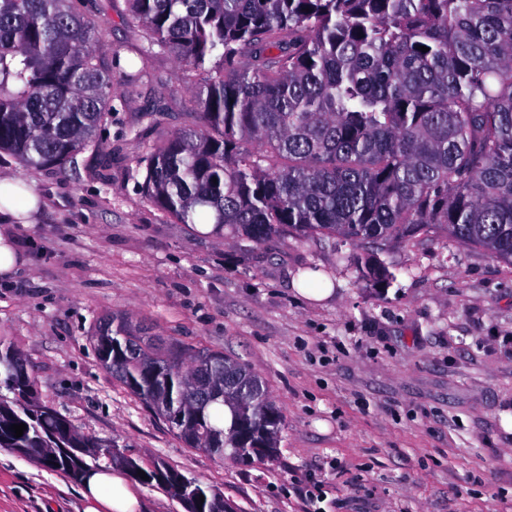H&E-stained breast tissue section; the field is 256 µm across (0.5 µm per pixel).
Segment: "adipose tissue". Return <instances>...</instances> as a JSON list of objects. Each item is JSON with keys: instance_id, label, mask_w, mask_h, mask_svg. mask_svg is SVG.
Returning a JSON list of instances; mask_svg holds the SVG:
<instances>
[{"instance_id": "obj_1", "label": "adipose tissue", "mask_w": 512, "mask_h": 512, "mask_svg": "<svg viewBox=\"0 0 512 512\" xmlns=\"http://www.w3.org/2000/svg\"><path fill=\"white\" fill-rule=\"evenodd\" d=\"M44 202L33 186L24 182L0 178V220L30 224ZM83 512H141L139 494L121 471L101 467L91 472L82 486Z\"/></svg>"}]
</instances>
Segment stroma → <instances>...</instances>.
<instances>
[{
  "label": "stroma",
  "instance_id": "stroma-1",
  "mask_svg": "<svg viewBox=\"0 0 512 512\" xmlns=\"http://www.w3.org/2000/svg\"><path fill=\"white\" fill-rule=\"evenodd\" d=\"M103 30L122 99L76 169L0 154L34 185V224L0 223L24 262L0 278V336L40 400L85 434L161 458L238 512H512V264L433 234L373 245L396 278L363 281L355 247L297 235L217 239L162 215L138 162L198 124L192 87L148 57L127 0H72ZM162 113L160 124L145 114ZM112 156V180L91 170ZM326 274L314 302L294 287ZM125 314L151 334L224 352L265 383L283 415L275 461L219 462L186 447L97 361V321ZM80 486L0 448V512H82Z\"/></svg>",
  "mask_w": 512,
  "mask_h": 512
}]
</instances>
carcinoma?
I'll use <instances>...</instances> for the list:
<instances>
[{
	"mask_svg": "<svg viewBox=\"0 0 512 512\" xmlns=\"http://www.w3.org/2000/svg\"><path fill=\"white\" fill-rule=\"evenodd\" d=\"M70 2L0 0V152L33 166L78 165L116 110L99 26ZM128 3L146 55L206 73L193 90L202 127L142 160L164 216L257 244L281 233L356 246L442 233L512 263V0ZM353 261L372 286L394 278L374 255ZM92 340L101 365L188 447L243 464L275 457L282 415L245 364L159 343L122 315ZM2 388L0 448L74 483L107 456L184 512H236L163 459L116 452L43 404L1 336Z\"/></svg>",
	"mask_w": 512,
	"mask_h": 512,
	"instance_id": "obj_1",
	"label": "carcinoma"
}]
</instances>
